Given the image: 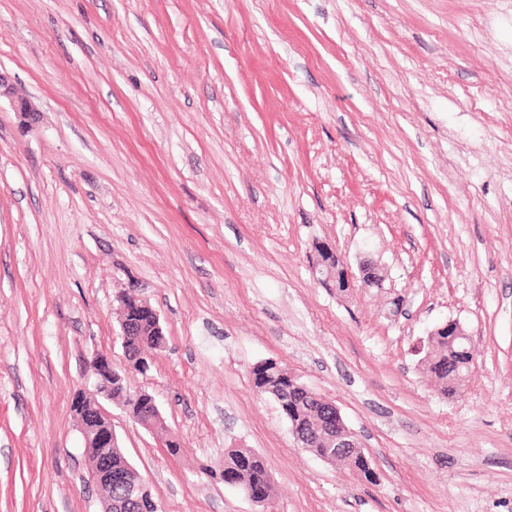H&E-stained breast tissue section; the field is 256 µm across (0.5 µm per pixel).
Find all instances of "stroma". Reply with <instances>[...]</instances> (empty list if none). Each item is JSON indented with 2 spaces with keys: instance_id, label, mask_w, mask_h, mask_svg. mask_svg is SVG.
Here are the masks:
<instances>
[{
  "instance_id": "1",
  "label": "stroma",
  "mask_w": 512,
  "mask_h": 512,
  "mask_svg": "<svg viewBox=\"0 0 512 512\" xmlns=\"http://www.w3.org/2000/svg\"><path fill=\"white\" fill-rule=\"evenodd\" d=\"M0 69L39 109L0 101V512H100L71 405L93 352L125 365L131 286L165 343L127 388L179 454L104 406L160 512H252L228 448L272 512H512V0H0ZM449 320L446 398L416 348ZM264 360L374 481L297 446ZM323 256H329L331 259L324 260ZM333 260V263L331 262ZM337 260V265H336ZM335 263V265H333ZM313 273L318 280L329 282L338 280L339 272L344 273V288L347 290L352 287L353 275L349 271L347 264L330 247L320 245L316 248L315 259L313 260ZM453 331L452 336L467 338L471 335L456 321H446L428 334L430 337L427 355L422 357L421 369L434 378L441 394L449 397L456 394L471 371L472 352L470 343L463 338L435 336L438 332ZM273 361L255 364L251 369L253 387L261 395L273 397L291 425L299 424L300 430L310 437H319L322 432H328L334 422L333 411L315 398L317 395L309 390L299 379L295 380L292 390H288V406L282 410L278 398L282 392L283 379ZM335 410L336 426L334 428L336 430V435L333 437V439L336 441V455L329 451L322 455L316 453V456L323 461L337 464L339 457L352 452V454L362 456L368 461V458L363 449L364 446L359 438V435L346 424L339 408L335 406ZM224 466L226 467V472L241 482V484H248L258 489L265 486L264 474L268 469L267 464L263 457L248 448H230L224 453ZM225 484L238 489L252 504L261 508L256 510V512L270 511L269 505L275 497L274 486L267 488L270 501L265 492L252 490L251 487L240 486L231 478Z\"/></svg>"
}]
</instances>
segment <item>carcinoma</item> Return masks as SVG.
<instances>
[{"label":"carcinoma","mask_w":512,"mask_h":512,"mask_svg":"<svg viewBox=\"0 0 512 512\" xmlns=\"http://www.w3.org/2000/svg\"><path fill=\"white\" fill-rule=\"evenodd\" d=\"M159 336H132L127 342V353L143 356L146 349H160ZM472 352L470 343L463 338L432 336L427 347V355L422 357L421 369L434 378L441 394L449 397L456 394L471 371ZM253 387L261 395L280 398L283 379L277 365L272 361L255 364L251 369ZM283 415L290 423L299 424L302 433L318 437L333 425V411L316 399V393L309 390L300 380H295L294 388L288 391V406ZM112 455V473L119 476L126 471L128 459L121 448H90L89 460L101 453ZM226 472L237 481L253 488L264 486L267 464L263 457L248 448H231L224 453ZM112 500L121 503L123 512H155L154 502L149 499L131 501L125 499L124 486L112 487Z\"/></svg>","instance_id":"obj_1"}]
</instances>
